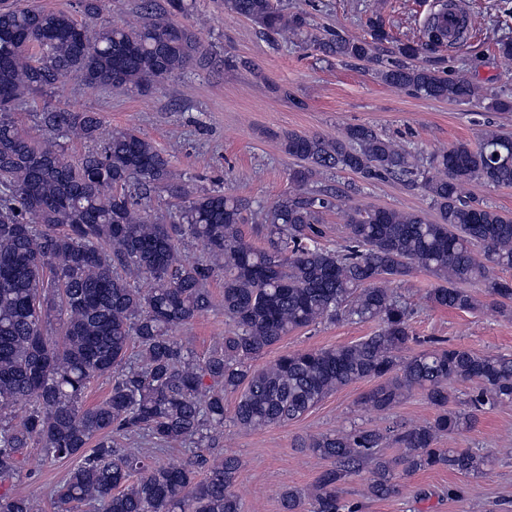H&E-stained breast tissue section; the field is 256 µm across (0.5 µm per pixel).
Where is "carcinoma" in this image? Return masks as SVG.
<instances>
[{
    "label": "carcinoma",
    "instance_id": "cac0c4a2",
    "mask_svg": "<svg viewBox=\"0 0 512 512\" xmlns=\"http://www.w3.org/2000/svg\"><path fill=\"white\" fill-rule=\"evenodd\" d=\"M144 15L136 27L98 28L62 11L0 0V512H38L7 484L20 477L25 450L50 459L78 458L56 494L58 512L100 503L104 512H242L233 490L242 468L236 455L212 462L195 454L188 466L155 463L117 436L143 433L160 446L210 447L224 428V395L239 394L230 422L260 429L295 420L331 393L359 381L374 385L361 404L378 412L413 389L438 410L434 421L397 429L354 426L300 443L328 462L312 489L281 494L283 512H357L341 496L353 477L369 474L366 494L386 499L399 480L445 468L478 475L488 455L439 448L440 435L471 426L475 413L512 403V354L487 355L422 339L408 303L387 288L417 270L436 279V308L475 310L480 285L502 313L512 310V216L465 200L463 184L512 186V134L488 130L478 143L459 142L420 159L416 151L369 125L335 137L290 132L284 152L299 162L292 190L256 211L268 246L245 240L250 207L231 195L193 192L175 178L170 160L134 129L101 139L95 112L46 109L40 123L60 138L103 140L78 162L36 142L16 118L18 104L75 72L93 86L142 92L204 68L212 57L196 33L166 15ZM224 8L264 30L341 59L365 61L383 83L450 103L477 101L511 112L512 97L479 91L416 64L428 46L458 43L477 18L455 0H440L426 41L401 42L370 23L369 37L315 33L304 13L279 0H224ZM352 172L364 179L406 178L431 200L438 218L347 203L336 187L313 189L314 175ZM175 200L171 215L150 207L157 190ZM343 213V243L321 245L326 212ZM184 236L202 242L196 262L178 258ZM224 273V317L233 329L224 346L196 359L176 332L212 306L207 280ZM142 278L147 287L133 285ZM65 315L63 341L49 336L48 311ZM323 321L374 323L355 343L287 352L263 369L251 361L283 337ZM112 378L108 397L83 404L91 380ZM469 384L463 408L451 388ZM29 408L21 417L15 407ZM393 441L402 454L389 457ZM205 470L198 477L197 470Z\"/></svg>",
    "mask_w": 512,
    "mask_h": 512
}]
</instances>
